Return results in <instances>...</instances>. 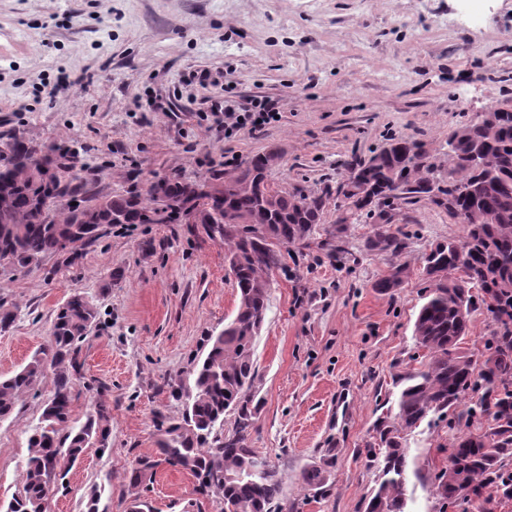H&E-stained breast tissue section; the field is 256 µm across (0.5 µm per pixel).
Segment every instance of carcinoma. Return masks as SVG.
<instances>
[{"label": "carcinoma", "mask_w": 512, "mask_h": 512, "mask_svg": "<svg viewBox=\"0 0 512 512\" xmlns=\"http://www.w3.org/2000/svg\"><path fill=\"white\" fill-rule=\"evenodd\" d=\"M464 142L448 153L449 186L443 188L431 163L410 164L404 152L420 149L415 140L397 139L350 171L388 184L390 194L359 200L339 210L338 224H354L362 214L403 200H431L438 190L454 197L448 216L464 226L459 240L438 243L422 257L431 287L413 325L416 345L428 361L399 379L396 411L388 410L374 425L367 457L378 473L365 512H406L410 436L423 423L457 409L465 395H481L466 406L461 425L451 435L448 465L432 486L444 502L475 497L481 512H492L512 500V483H502L512 462V118L493 125L460 126ZM59 151L39 148L16 138L0 158V272L25 273L43 258L78 243L95 240L114 224H165L182 209L163 208L150 191L104 195L74 209L63 203L68 187L51 195L41 188L38 160ZM268 153L257 154L230 179L215 183L205 195L190 196L195 181L174 178L168 194L183 198L200 223L228 245L225 258L238 290L234 316L224 329L205 337L201 355L171 380V395L183 404L181 417L155 419L160 459L140 460L131 480L137 484L161 463L179 467L198 480V493L221 496L229 512H278L282 479L267 460L250 448L259 413L255 341L264 323L274 272L282 266L275 244L310 238L324 223L322 196L300 190L271 189L257 195L242 188L249 178H268ZM370 250L401 251V242L377 232ZM410 264L391 268L374 287L389 292L403 286ZM498 326L483 359L461 350L470 332L476 296ZM97 316L93 303L74 295L56 311L47 344L20 370L0 376V420L10 417L44 376L55 371L54 391L40 425L28 439L29 457L19 496L0 512H46L47 494L59 489L68 470L87 448L110 447L111 411L97 403L85 421L72 419L73 373L78 371L80 344ZM231 428H224L226 420ZM314 493H324L326 469L303 476Z\"/></svg>", "instance_id": "obj_1"}]
</instances>
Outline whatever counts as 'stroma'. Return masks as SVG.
<instances>
[{"label":"stroma","instance_id":"obj_1","mask_svg":"<svg viewBox=\"0 0 512 512\" xmlns=\"http://www.w3.org/2000/svg\"><path fill=\"white\" fill-rule=\"evenodd\" d=\"M77 78L49 97L59 72ZM209 77L199 85L197 75ZM271 100L278 121L225 136L212 110L224 97ZM512 107V0H0V150L14 137L68 150L79 196L122 193L167 176L227 177L270 150L269 180L325 195L313 238L284 248L255 360L263 405L251 446L283 479L281 512H364L377 473L365 448L400 376L420 369L413 324L428 291L420 263L463 234L420 200L392 210L399 253L366 250L371 220L337 225L336 189L349 163L392 140L421 142L448 167V135L490 107ZM412 273L384 293L375 283L402 262ZM86 296L97 317L82 343L72 420L112 410L105 453L87 449L48 512H221L197 480L163 464L130 482L157 454L156 415L180 416L168 381L223 329L238 291L224 243L202 225L105 228L94 242L0 275V303L16 310L0 333V375L47 340L56 309ZM53 371L0 421V501L20 493L27 439L53 393ZM452 430L435 421L409 439L418 470L407 512H443L430 492ZM326 466L327 495L301 479Z\"/></svg>","mask_w":512,"mask_h":512}]
</instances>
